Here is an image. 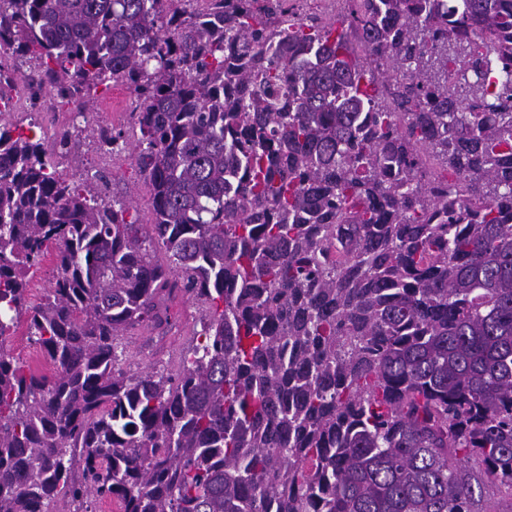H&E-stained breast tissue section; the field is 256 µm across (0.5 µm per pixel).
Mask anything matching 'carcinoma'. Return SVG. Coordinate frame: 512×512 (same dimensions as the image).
<instances>
[{"label":"carcinoma","instance_id":"obj_1","mask_svg":"<svg viewBox=\"0 0 512 512\" xmlns=\"http://www.w3.org/2000/svg\"><path fill=\"white\" fill-rule=\"evenodd\" d=\"M193 2L0 0L30 88L133 89L153 216L0 118V512H480L512 490V0ZM185 296L177 370L120 368ZM55 264V250L54 248H50L46 259L44 261V265L42 270L40 271V275L42 279L39 281L36 276L29 279L28 283V297L29 300L37 304L39 303L44 296L46 295L48 288L51 286V280L53 275V269ZM6 348L32 370L49 372L40 350L28 340L27 324L24 320L15 327V331L6 342Z\"/></svg>","mask_w":512,"mask_h":512}]
</instances>
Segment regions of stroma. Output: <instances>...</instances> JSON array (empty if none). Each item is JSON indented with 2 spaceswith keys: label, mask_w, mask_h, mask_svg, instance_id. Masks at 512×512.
<instances>
[{
  "label": "stroma",
  "mask_w": 512,
  "mask_h": 512,
  "mask_svg": "<svg viewBox=\"0 0 512 512\" xmlns=\"http://www.w3.org/2000/svg\"><path fill=\"white\" fill-rule=\"evenodd\" d=\"M37 99L39 105L35 108L24 103L14 106L7 116L8 121L21 131L27 129L30 121H38L37 135L51 153L56 150L59 135L70 131L74 147L70 154L58 159V174L68 182L80 183L94 172H105L107 182L103 192L106 197L132 202L133 219L141 224L151 223L150 188L134 158L126 151L115 157L105 154L99 150L97 142L103 131H119L125 138H132V113L137 105L133 92L124 84H111L107 91L96 92L87 110L79 103L62 101L55 90L48 87L38 93ZM172 315L176 326L162 342H155L150 328H136V335L142 338L143 352L136 360L122 359L124 369L139 373L169 366L173 357L191 346L192 331L198 319L195 305L187 299H179L172 308Z\"/></svg>",
  "instance_id": "35a3bbf8"
}]
</instances>
